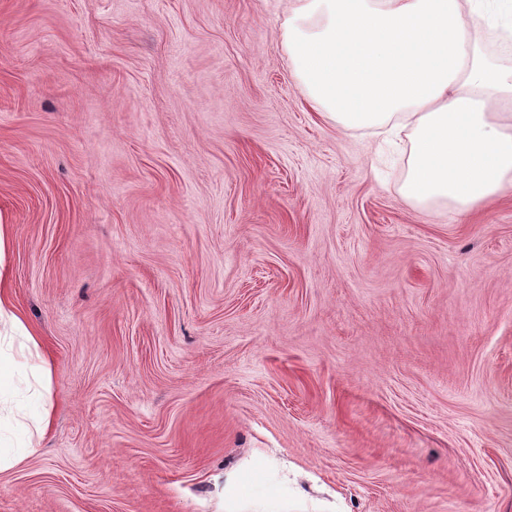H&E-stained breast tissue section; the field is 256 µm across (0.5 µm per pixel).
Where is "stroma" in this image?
Instances as JSON below:
<instances>
[{"label":"stroma","mask_w":512,"mask_h":512,"mask_svg":"<svg viewBox=\"0 0 512 512\" xmlns=\"http://www.w3.org/2000/svg\"><path fill=\"white\" fill-rule=\"evenodd\" d=\"M288 0H0V263L54 423L0 512H216L254 451L346 512H512V193L400 194Z\"/></svg>","instance_id":"1"}]
</instances>
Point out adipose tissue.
<instances>
[{
  "label": "adipose tissue",
  "mask_w": 512,
  "mask_h": 512,
  "mask_svg": "<svg viewBox=\"0 0 512 512\" xmlns=\"http://www.w3.org/2000/svg\"><path fill=\"white\" fill-rule=\"evenodd\" d=\"M486 15L484 0H289L282 38L307 103L346 131L407 134L400 193L413 207L464 214L512 189V67L487 52ZM18 360L50 392L41 339L1 289L0 381ZM264 470L226 471L222 512H336L295 478L243 495L244 476Z\"/></svg>",
  "instance_id": "ef3b65f1"
}]
</instances>
